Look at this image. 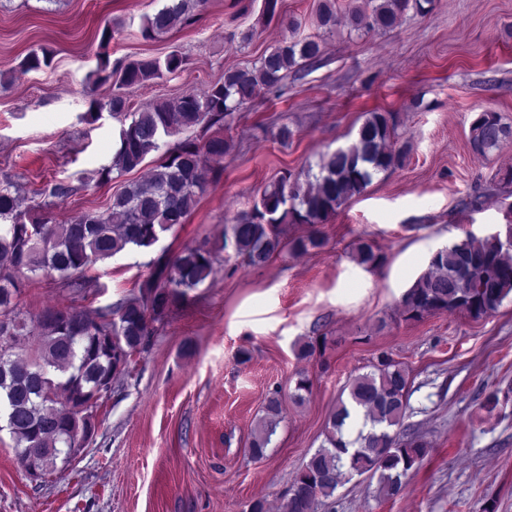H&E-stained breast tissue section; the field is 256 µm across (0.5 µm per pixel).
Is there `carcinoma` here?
Returning <instances> with one entry per match:
<instances>
[{
    "instance_id": "cac0c4a2",
    "label": "carcinoma",
    "mask_w": 512,
    "mask_h": 512,
    "mask_svg": "<svg viewBox=\"0 0 512 512\" xmlns=\"http://www.w3.org/2000/svg\"><path fill=\"white\" fill-rule=\"evenodd\" d=\"M206 0H164L146 19L144 35L151 38L188 24ZM432 0H366V7L345 9L349 31L358 35L387 31L408 9L426 11ZM340 14L336 0H321L317 27L322 34L298 38L291 34L265 51L259 64L229 69L217 82L172 100L147 103L131 111L128 90L143 87L182 69L176 52L164 58L110 63L101 58L92 72L94 83H109L112 95L94 101L97 112L108 111L122 122L111 164L98 172L139 170L158 154L143 180L127 183L112 195L104 211L86 210L75 220L51 224L41 211L72 188L62 183L34 192L43 201L22 207L17 185L0 184V421L13 442L15 456L25 464L35 457L40 477L69 464L94 430L86 414L98 407L99 392H112V381L126 371L129 359L143 351L155 334L154 323L170 306L198 288L213 272L218 250L207 245L161 255L138 292L91 316L77 305L47 306L35 315L19 308L24 282L40 277L58 288L83 296L96 264L128 250L152 248L162 233L181 224L207 190L210 162L226 155L231 140L224 137L236 112L278 86L300 62L320 58L323 35L336 30ZM47 52L31 51L19 64L23 72L49 65ZM183 134L172 149L163 150L164 137ZM396 117L369 112L352 144L322 158L319 171L284 175L269 183L252 209L224 225L221 249L248 265L267 262L283 249L305 254L321 249V226L353 197L364 192L378 173L402 167L408 148L398 144ZM512 141V125L497 112H481L469 130V145L477 156ZM290 224L306 233L285 239ZM353 260L366 269L383 266L384 255L360 242ZM512 294V255L502 238L468 235L438 249L399 303L402 315L418 321L427 315L461 310L474 319L495 313ZM407 367L386 353L373 370L348 384V400H339L330 417L326 444L296 474L283 505L284 512H316L321 498L333 495L343 470L377 477L378 492L392 497L405 488L408 472L428 452L416 438L392 431L409 409ZM282 405L268 397L264 417L251 434L249 451L265 455L280 422Z\"/></svg>"
}]
</instances>
